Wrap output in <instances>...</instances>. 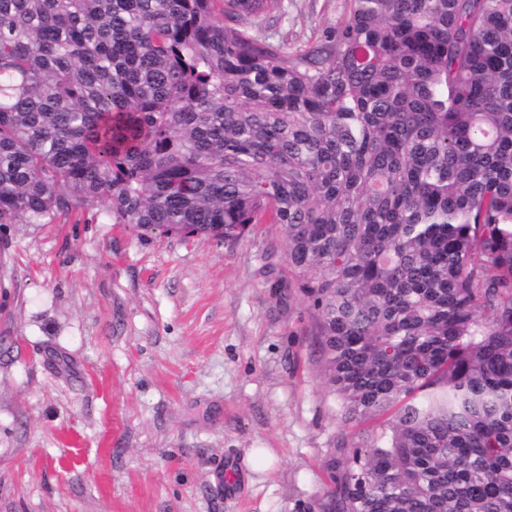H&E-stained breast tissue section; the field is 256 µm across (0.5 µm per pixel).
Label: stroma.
<instances>
[{
  "instance_id": "obj_1",
  "label": "stroma",
  "mask_w": 512,
  "mask_h": 512,
  "mask_svg": "<svg viewBox=\"0 0 512 512\" xmlns=\"http://www.w3.org/2000/svg\"><path fill=\"white\" fill-rule=\"evenodd\" d=\"M349 9L282 0L243 23L303 50ZM362 432L278 225L141 237L100 206L0 226V512H330Z\"/></svg>"
}]
</instances>
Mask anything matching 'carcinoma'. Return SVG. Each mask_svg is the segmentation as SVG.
I'll return each instance as SVG.
<instances>
[{"instance_id": "obj_1", "label": "carcinoma", "mask_w": 512, "mask_h": 512, "mask_svg": "<svg viewBox=\"0 0 512 512\" xmlns=\"http://www.w3.org/2000/svg\"><path fill=\"white\" fill-rule=\"evenodd\" d=\"M0 0V226L277 224L348 422L331 512H512V0ZM233 25H228V22ZM282 10L273 9L242 21L260 37L288 45L290 51L318 43L326 30L349 12L350 0H281Z\"/></svg>"}]
</instances>
